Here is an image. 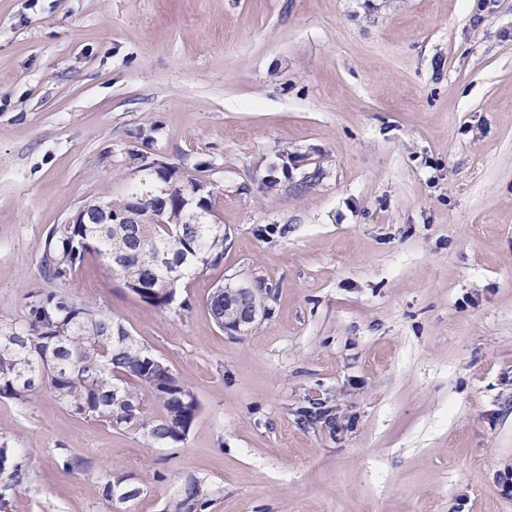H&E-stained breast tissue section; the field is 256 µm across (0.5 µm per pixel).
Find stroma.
<instances>
[{
	"label": "stroma",
	"mask_w": 512,
	"mask_h": 512,
	"mask_svg": "<svg viewBox=\"0 0 512 512\" xmlns=\"http://www.w3.org/2000/svg\"><path fill=\"white\" fill-rule=\"evenodd\" d=\"M212 183L224 256L159 310L97 256L41 268L100 196ZM219 283L270 288L221 331ZM58 289L164 359L177 447L0 399L13 512H512V0H0V315ZM81 459L65 473L60 455ZM8 456L5 464H0V512H12L11 502L16 492L27 482L29 476L26 458L16 448L0 447V460ZM102 496L107 501L117 499L120 503H128L139 498L141 489L139 487L125 486L124 480H112V477L103 473L100 477ZM209 490L205 482L197 478H189L180 488L165 512H197L209 501Z\"/></svg>",
	"instance_id": "35a3bbf8"
}]
</instances>
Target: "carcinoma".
<instances>
[{
    "label": "carcinoma",
    "mask_w": 512,
    "mask_h": 512,
    "mask_svg": "<svg viewBox=\"0 0 512 512\" xmlns=\"http://www.w3.org/2000/svg\"><path fill=\"white\" fill-rule=\"evenodd\" d=\"M171 201L159 205L158 195H142L140 208L154 213L156 224H58L43 252L45 274L66 278L88 254L97 255L105 273L124 287L150 278L154 291L141 297L164 310L175 300L178 283L224 255V225L189 224L176 204L178 188L167 185ZM229 289L217 284L206 305L219 328L236 312L265 311L268 292L251 288L225 305ZM44 387L74 415L101 421L122 431L135 429L151 440L175 446L186 439L200 406L194 393L161 359L94 306L72 301L60 290L29 294L23 321L0 316V399L24 404ZM158 404L146 412L144 397ZM0 512H12L11 502L29 476L26 458L16 448L0 447ZM102 496L128 503L141 489L100 477ZM209 501L205 482L190 478L165 512H198Z\"/></svg>",
    "instance_id": "obj_1"
}]
</instances>
